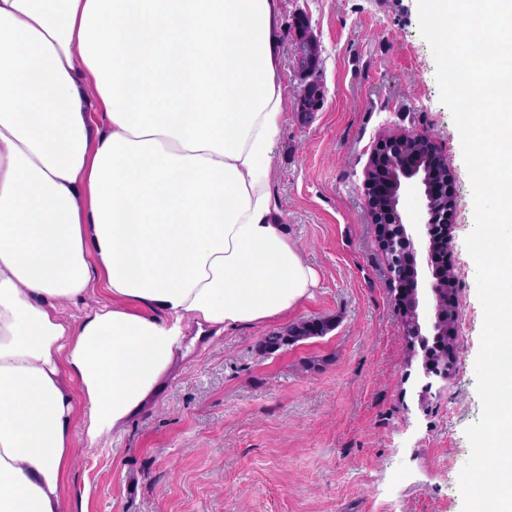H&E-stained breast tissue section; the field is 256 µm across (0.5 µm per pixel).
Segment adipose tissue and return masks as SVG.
Returning <instances> with one entry per match:
<instances>
[{
    "label": "adipose tissue",
    "instance_id": "adipose-tissue-1",
    "mask_svg": "<svg viewBox=\"0 0 512 512\" xmlns=\"http://www.w3.org/2000/svg\"><path fill=\"white\" fill-rule=\"evenodd\" d=\"M281 9L0 0V512H67L75 441L156 401L190 330L311 297L271 190ZM94 288L95 289L91 290L83 301L76 304H66L63 308L64 314L72 320H78L85 312L95 307L98 303H104L109 300L100 289L102 288L101 286L96 285Z\"/></svg>",
    "mask_w": 512,
    "mask_h": 512
}]
</instances>
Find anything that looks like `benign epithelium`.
Instances as JSON below:
<instances>
[{"label":"benign epithelium","mask_w":512,"mask_h":512,"mask_svg":"<svg viewBox=\"0 0 512 512\" xmlns=\"http://www.w3.org/2000/svg\"><path fill=\"white\" fill-rule=\"evenodd\" d=\"M424 142L430 152L440 155L433 141L425 135L394 136L378 142L371 151L366 171L380 168L389 155L397 154L391 160L389 174L376 183L370 178L363 182V194L376 226L377 241L388 256V273L391 291L396 300L400 323L404 331L416 336L458 335L450 325L457 324V288L454 280L448 286L439 282L441 269L453 270V265L442 255L448 254L450 230L452 228L455 191L453 174L442 183L431 181V175L420 174V160L416 153L409 151L413 143ZM403 194L418 196L424 222L409 228L398 210L399 199ZM427 255V271L419 273L417 252ZM434 310L433 319L423 317L424 309ZM456 348L442 352L430 360L418 356L415 343H407L406 364L412 365L422 358L423 384L419 401L423 402L431 394L434 385L448 381L453 367Z\"/></svg>","instance_id":"benign-epithelium-1"}]
</instances>
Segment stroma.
<instances>
[{
  "mask_svg": "<svg viewBox=\"0 0 512 512\" xmlns=\"http://www.w3.org/2000/svg\"><path fill=\"white\" fill-rule=\"evenodd\" d=\"M298 15L321 48L324 105L308 114L296 109ZM281 64L288 123L271 187L319 273L313 295L287 317L201 339L158 403L99 447L76 446L71 512H462L484 312L465 246L471 180L417 0H282ZM402 134L433 139L456 193L463 328L447 383L424 401L362 193L374 145ZM315 318L333 329L262 351L265 336Z\"/></svg>",
  "mask_w": 512,
  "mask_h": 512,
  "instance_id": "stroma-1",
  "label": "stroma"
}]
</instances>
